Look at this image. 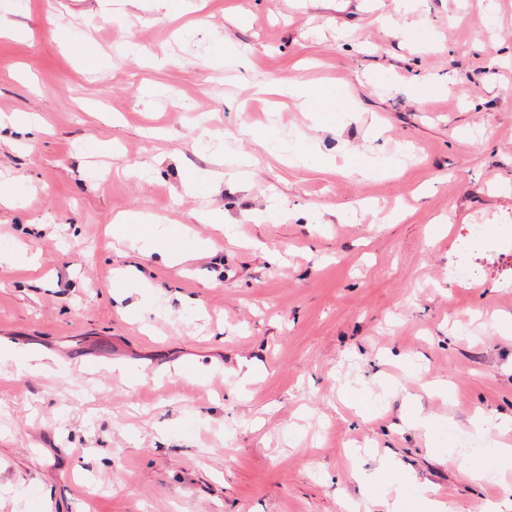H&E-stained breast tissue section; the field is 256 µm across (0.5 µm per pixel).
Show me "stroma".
I'll return each mask as SVG.
<instances>
[{
	"label": "stroma",
	"mask_w": 512,
	"mask_h": 512,
	"mask_svg": "<svg viewBox=\"0 0 512 512\" xmlns=\"http://www.w3.org/2000/svg\"><path fill=\"white\" fill-rule=\"evenodd\" d=\"M174 2L0 0V251L38 264L0 267V512H484L512 0ZM124 215L196 246L131 249ZM311 112H328L335 105V93L327 86L304 85L300 88Z\"/></svg>",
	"instance_id": "obj_1"
}]
</instances>
